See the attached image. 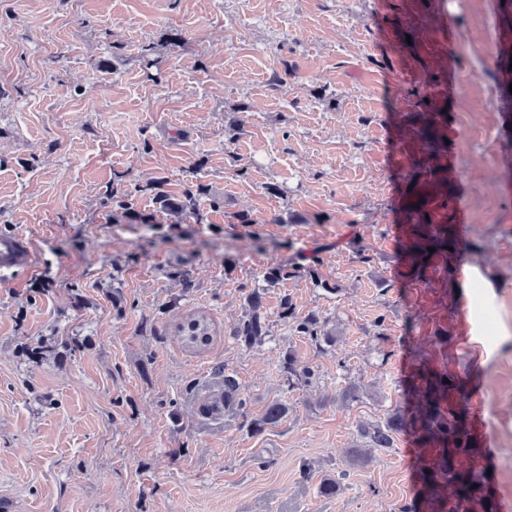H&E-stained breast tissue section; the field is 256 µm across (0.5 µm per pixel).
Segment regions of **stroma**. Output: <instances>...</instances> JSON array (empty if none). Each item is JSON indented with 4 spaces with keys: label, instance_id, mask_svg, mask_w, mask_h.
Listing matches in <instances>:
<instances>
[{
    "label": "stroma",
    "instance_id": "35a3bbf8",
    "mask_svg": "<svg viewBox=\"0 0 512 512\" xmlns=\"http://www.w3.org/2000/svg\"><path fill=\"white\" fill-rule=\"evenodd\" d=\"M158 177L205 185L203 223H113V179L151 211ZM461 202L466 237L415 268L417 227ZM0 230L29 252L0 273V512H400L412 436L352 452L421 362L482 396L480 465L512 498V0H0ZM315 251L317 276L266 285ZM197 310L217 334L193 353L173 327ZM228 372L245 409L202 414ZM314 266L307 264H301L299 262H290L288 260H272L266 267L264 273V280L270 285H276L288 280V277L295 276L301 271L315 276L318 274L317 269ZM248 310L245 319L235 331L234 336L247 347L262 344L269 336V324L262 312V294L259 289H254L246 297ZM281 316L284 319H296L293 323L295 331L302 336H307L313 341L318 340L321 336H323L324 339L327 338L324 333L322 334L320 323L315 316L296 317L291 304H289L286 298L283 299L281 303ZM283 372L286 376L288 387L294 389L301 384L308 383L312 372L309 367L302 366L290 355L284 359ZM288 412V405L282 400H275L269 403L263 415L252 422L257 432L267 425H275L281 421Z\"/></svg>",
    "mask_w": 512,
    "mask_h": 512
}]
</instances>
